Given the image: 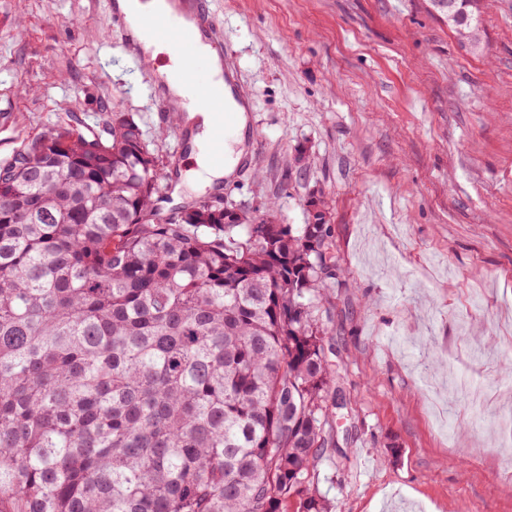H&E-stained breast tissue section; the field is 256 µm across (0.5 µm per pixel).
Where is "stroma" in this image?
Masks as SVG:
<instances>
[{"label": "stroma", "mask_w": 512, "mask_h": 512, "mask_svg": "<svg viewBox=\"0 0 512 512\" xmlns=\"http://www.w3.org/2000/svg\"><path fill=\"white\" fill-rule=\"evenodd\" d=\"M110 0H0V161L58 114L135 120L165 162L176 113L121 55ZM252 106L220 196L277 220L322 195L340 269L317 296L346 407L327 512H512V0L482 48L430 0H211Z\"/></svg>", "instance_id": "stroma-1"}]
</instances>
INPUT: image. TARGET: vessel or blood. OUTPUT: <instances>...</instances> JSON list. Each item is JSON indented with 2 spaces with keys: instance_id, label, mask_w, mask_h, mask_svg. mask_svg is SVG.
Instances as JSON below:
<instances>
[{
  "instance_id": "obj_1",
  "label": "vessel or blood",
  "mask_w": 512,
  "mask_h": 512,
  "mask_svg": "<svg viewBox=\"0 0 512 512\" xmlns=\"http://www.w3.org/2000/svg\"><path fill=\"white\" fill-rule=\"evenodd\" d=\"M146 9L134 16L112 0L107 18L109 27L118 29L122 47L129 59L144 63L146 51L132 31L141 24L146 38L161 41L174 49L177 67L168 80L151 88L152 103L159 112L180 111L189 103L210 112L213 122L204 151L213 163L224 161V149L236 135L238 115L226 104L227 97L246 99L247 94L234 74L230 50L224 42V29L212 16L208 0H143ZM145 38V39H146ZM187 89L186 100H178L167 90L169 83Z\"/></svg>"
}]
</instances>
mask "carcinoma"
<instances>
[{"label":"carcinoma","mask_w":512,"mask_h":512,"mask_svg":"<svg viewBox=\"0 0 512 512\" xmlns=\"http://www.w3.org/2000/svg\"><path fill=\"white\" fill-rule=\"evenodd\" d=\"M150 145L58 120L0 164V512H324L325 214H165Z\"/></svg>","instance_id":"1"}]
</instances>
